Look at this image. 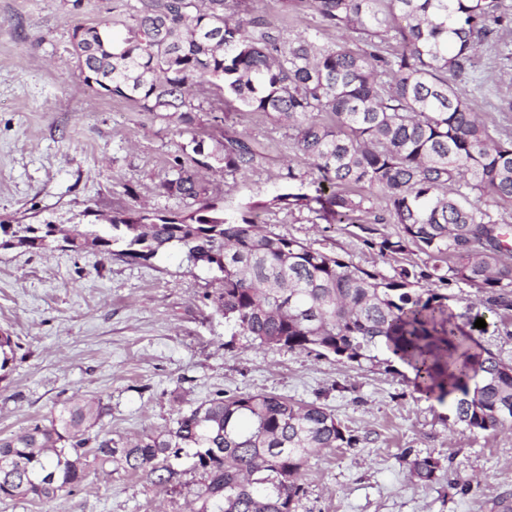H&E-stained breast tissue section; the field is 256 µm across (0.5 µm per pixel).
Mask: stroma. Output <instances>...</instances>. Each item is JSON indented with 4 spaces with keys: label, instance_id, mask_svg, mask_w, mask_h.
I'll list each match as a JSON object with an SVG mask.
<instances>
[{
    "label": "stroma",
    "instance_id": "35a3bbf8",
    "mask_svg": "<svg viewBox=\"0 0 512 512\" xmlns=\"http://www.w3.org/2000/svg\"><path fill=\"white\" fill-rule=\"evenodd\" d=\"M139 0H0V223L40 224L136 207L169 213L185 202L164 194L169 161L191 160L189 135L124 99L88 86L78 67L73 31L80 25L125 23ZM287 35L332 41L306 0L285 6L259 0ZM512 34L481 49L459 84L491 125L512 131V112L498 109L512 93ZM206 134H244L265 153L254 172L211 176L209 195L226 213L245 211L283 184L295 154L288 130L272 117L225 105L221 120L202 112ZM349 223H329L308 210L274 209L261 225L365 269H425L417 248L380 257L377 244L396 238L379 191ZM211 277L165 253L142 264L57 241L48 249L0 247V333L17 343L0 381V436L29 421H48L62 403L94 398L108 409L112 438L164 428L178 410L216 393H272L315 402L357 437L350 448L313 456L297 512H502L512 505V430L472 433L455 424L450 403L419 393L412 374L390 353L343 363L331 357L257 346L234 334L203 295ZM460 322L482 316L480 349L512 363V309H488L476 289L446 286ZM439 458L438 480L417 483L406 457ZM199 474L181 465L169 482L90 467L81 486L52 502L0 500V512H189Z\"/></svg>",
    "mask_w": 512,
    "mask_h": 512
}]
</instances>
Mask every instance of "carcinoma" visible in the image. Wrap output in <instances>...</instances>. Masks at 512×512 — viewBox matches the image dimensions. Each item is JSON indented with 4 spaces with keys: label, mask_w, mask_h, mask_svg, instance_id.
Segmentation results:
<instances>
[{
    "label": "carcinoma",
    "mask_w": 512,
    "mask_h": 512,
    "mask_svg": "<svg viewBox=\"0 0 512 512\" xmlns=\"http://www.w3.org/2000/svg\"><path fill=\"white\" fill-rule=\"evenodd\" d=\"M308 3L336 41L290 38L250 0H140L127 36L78 26L75 51L85 82L183 125L206 169L254 170L264 155L229 134L205 147L194 131L199 91L214 88L211 112L231 99L273 115L318 173L315 194L290 165L288 185L249 209H307L343 223L377 189L388 216L374 223L389 218L401 229L378 243L380 256L413 246L432 261L429 272L400 266L386 276L267 232L248 214L228 217L178 156L161 188L193 209L118 211L108 226L74 225L65 242L103 255L118 244L143 263L175 249L187 267L212 275L209 306L254 344L357 364L384 349L427 395L452 398L469 431L511 429L512 364L478 349L474 322L460 324L448 296L423 281L463 283L492 307H512L508 225L490 213L512 207V133L489 126L457 87L478 51L512 29V12L504 0ZM53 237L50 223L0 224V243L11 248L43 249ZM14 360L15 343L1 333L0 381ZM106 414L99 401L69 403L47 424L0 437V497L50 502L72 493L93 464L161 484L185 456L201 476L191 512H296L309 459L357 442L326 407L269 393H217L134 440L94 430ZM407 466L425 484L441 470L431 455Z\"/></svg>",
    "instance_id": "1"
}]
</instances>
